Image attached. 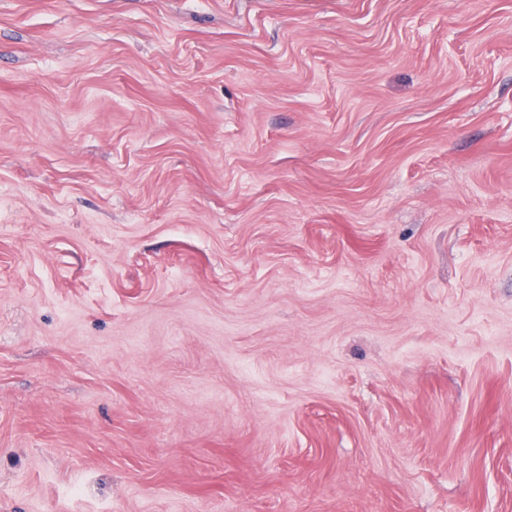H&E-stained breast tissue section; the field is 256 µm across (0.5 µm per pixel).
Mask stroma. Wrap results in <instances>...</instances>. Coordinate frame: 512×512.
I'll use <instances>...</instances> for the list:
<instances>
[{
	"mask_svg": "<svg viewBox=\"0 0 512 512\" xmlns=\"http://www.w3.org/2000/svg\"><path fill=\"white\" fill-rule=\"evenodd\" d=\"M0 512H512V0H0Z\"/></svg>",
	"mask_w": 512,
	"mask_h": 512,
	"instance_id": "1",
	"label": "stroma"
}]
</instances>
